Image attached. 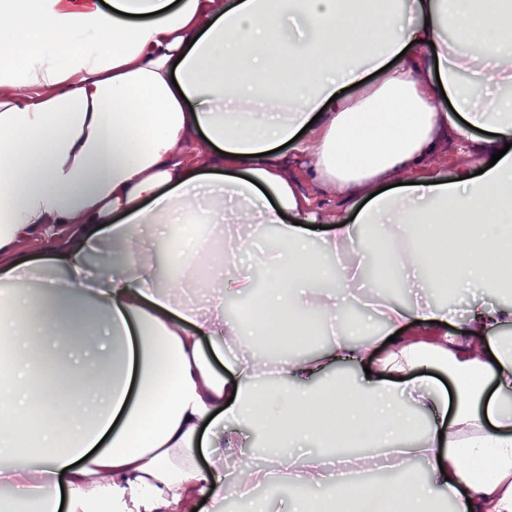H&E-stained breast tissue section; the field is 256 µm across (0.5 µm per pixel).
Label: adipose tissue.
I'll list each match as a JSON object with an SVG mask.
<instances>
[{"mask_svg":"<svg viewBox=\"0 0 512 512\" xmlns=\"http://www.w3.org/2000/svg\"><path fill=\"white\" fill-rule=\"evenodd\" d=\"M144 111L143 141L130 118ZM448 140L459 143L449 176L430 165ZM282 147L306 157L307 176L350 219L299 192ZM475 151L490 163L479 175ZM173 214L224 226L200 286L218 276L242 295L254 282L234 257L250 249L249 229L276 228L245 318L219 300L204 315L178 301L174 270L192 257L144 244ZM454 222L449 284L511 280L512 0H390L381 15L372 0H112L108 11L99 0H0V335L24 350L40 340L55 370L41 392L32 367L7 390L0 457L23 434L36 449L11 467L27 492L12 512H192L198 498L224 499L231 482L214 451L237 452L239 419L276 448L287 482L322 479L318 466L299 468L303 443L339 447L342 470L358 467L353 448L396 449L398 484L365 487L359 512L390 498L398 512H432L434 488L461 512H512L511 300L476 294L453 321L424 298L375 297L387 346L337 339L287 361L273 391L255 359L214 367L274 322L343 319L379 259L372 236L395 242L396 284L411 287ZM33 239L42 258L19 248ZM342 247L359 263L338 266L330 291L324 260ZM36 298L40 315L19 320ZM346 365L369 374L322 388ZM436 368L454 394L427 377ZM65 387L67 424L46 416L32 428L29 412L55 407ZM333 396L343 403L331 409ZM417 460L429 487L412 478ZM263 479L252 467L231 484L243 496Z\"/></svg>","mask_w":512,"mask_h":512,"instance_id":"1","label":"adipose tissue"}]
</instances>
